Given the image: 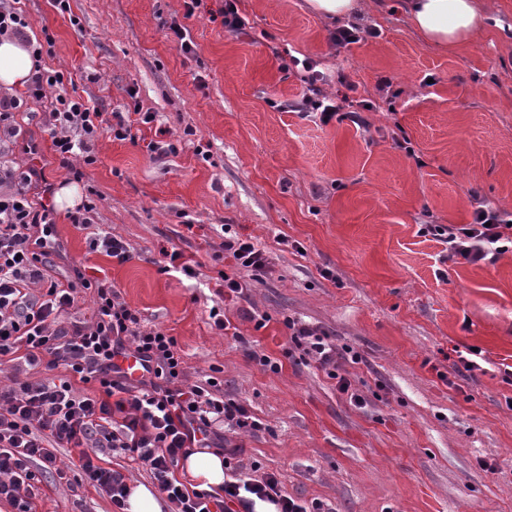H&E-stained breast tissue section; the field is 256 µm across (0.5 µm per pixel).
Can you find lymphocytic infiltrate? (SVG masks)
<instances>
[{"mask_svg":"<svg viewBox=\"0 0 512 512\" xmlns=\"http://www.w3.org/2000/svg\"><path fill=\"white\" fill-rule=\"evenodd\" d=\"M63 82L62 72L39 68L27 83L28 100L45 107L43 126L62 167H70L75 157L95 164L94 144L101 133L123 141L131 137L133 125L156 120L152 112L135 118L116 112L107 118L68 94L47 99V88ZM20 106L19 99L0 97V363L20 357L49 371L63 367L97 390L80 395L71 382L49 377L0 388V499L13 503L18 512H30L39 475L58 472L60 450L77 448L86 479L121 510L129 492L125 475L95 463L90 454L91 449L106 448L129 453L145 466L171 512H233L237 507L253 512L257 499L275 504L277 512H312L282 495L270 474L225 481L220 497L177 478L175 469L190 449L220 447L224 426L257 431L261 424L250 420L241 404L215 397L210 386L176 387L182 357L175 337L159 327L144 329L138 313L121 301L110 281L86 278L77 268L58 275L51 213L32 193L40 173L15 161L25 140L16 120ZM93 210L89 202L78 207L69 215L71 224L89 230L91 249H103L121 263L129 261L132 254L121 237L92 231ZM473 215L471 223L425 224L420 233L446 245L449 260L470 265L494 261L512 248L511 212L481 201ZM221 248L252 276L270 268L266 252L250 238L231 235ZM82 288L95 293L92 318L63 325ZM284 324L292 344L336 379L352 403L362 405L340 374V355L327 332L290 317ZM129 350L151 362L148 377L108 378L113 359Z\"/></svg>","mask_w":512,"mask_h":512,"instance_id":"1","label":"lymphocytic infiltrate"}]
</instances>
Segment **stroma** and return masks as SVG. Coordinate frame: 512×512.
I'll list each match as a JSON object with an SVG mask.
<instances>
[{
    "instance_id": "1",
    "label": "stroma",
    "mask_w": 512,
    "mask_h": 512,
    "mask_svg": "<svg viewBox=\"0 0 512 512\" xmlns=\"http://www.w3.org/2000/svg\"><path fill=\"white\" fill-rule=\"evenodd\" d=\"M399 2L354 16L368 36L336 47L334 24L305 0H238L239 34L211 21L219 0L191 17L183 0H70L67 14L52 0H21L29 39H53L44 67L102 112L158 122L132 141L100 136L77 182L51 150L39 104L17 120L52 190L73 185L92 198L95 224L134 254L121 264L89 251L57 204L65 263L111 280L143 327L176 338L180 384L216 379L217 395L262 423L224 434L242 476L274 474L283 494L332 512H512V251L457 264L419 232L470 223L480 200L512 212V0H495L499 25L447 52L411 29ZM297 53L317 61L328 97L342 76L350 101L377 100L368 127L288 110L306 91ZM160 127L178 151L153 159L143 142ZM226 224L271 258L243 301L226 299L218 277L233 260L213 259ZM165 248L194 276L163 273ZM214 306L232 333L212 328ZM244 308L267 315L265 327L241 318ZM287 317L359 355L347 376L363 406L293 348ZM249 346L281 370L250 359ZM473 348L484 369L456 368ZM61 459L66 479L44 476L32 512H113L77 453Z\"/></svg>"
}]
</instances>
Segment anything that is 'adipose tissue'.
<instances>
[{
  "label": "adipose tissue",
  "mask_w": 512,
  "mask_h": 512,
  "mask_svg": "<svg viewBox=\"0 0 512 512\" xmlns=\"http://www.w3.org/2000/svg\"><path fill=\"white\" fill-rule=\"evenodd\" d=\"M401 7L416 33L442 50L467 42L493 19L478 0H402ZM34 68L35 59L23 41L0 40V86L22 87ZM181 466L197 489L216 494L224 485V456L219 450L193 449Z\"/></svg>",
  "instance_id": "1"
}]
</instances>
